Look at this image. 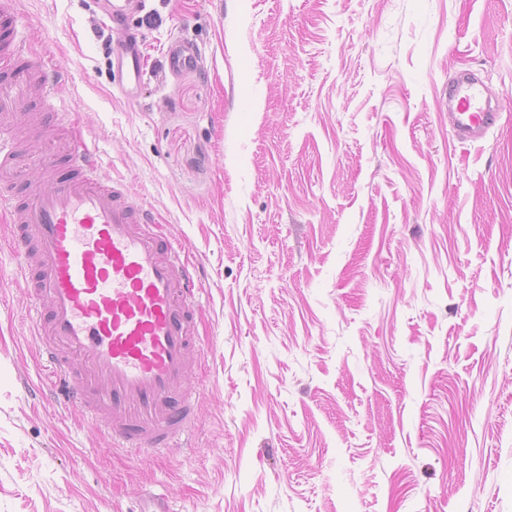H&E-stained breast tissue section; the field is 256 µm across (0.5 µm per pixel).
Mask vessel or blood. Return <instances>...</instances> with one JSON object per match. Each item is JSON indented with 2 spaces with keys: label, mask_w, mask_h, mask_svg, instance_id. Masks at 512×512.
I'll list each match as a JSON object with an SVG mask.
<instances>
[{
  "label": "vessel or blood",
  "mask_w": 512,
  "mask_h": 512,
  "mask_svg": "<svg viewBox=\"0 0 512 512\" xmlns=\"http://www.w3.org/2000/svg\"><path fill=\"white\" fill-rule=\"evenodd\" d=\"M122 27L145 0H104ZM16 0H0V210L15 229L12 248L41 306L33 321L57 400L81 407L116 448L177 447L191 423L189 361L196 348L193 282L176 252L151 229L128 189L97 177L95 146L59 139L60 71L24 53ZM123 85L145 76L136 34L113 44ZM40 108L37 177L9 182L18 112ZM498 111L482 82L460 70L448 90V127L475 142ZM81 371H74L72 362Z\"/></svg>",
  "instance_id": "obj_1"
}]
</instances>
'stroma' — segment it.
<instances>
[{"label": "stroma", "instance_id": "1", "mask_svg": "<svg viewBox=\"0 0 512 512\" xmlns=\"http://www.w3.org/2000/svg\"><path fill=\"white\" fill-rule=\"evenodd\" d=\"M17 11L193 263L199 349L186 447L110 449L49 393L0 216V512H512V0H147L127 95L98 0ZM461 69L500 104L474 143ZM498 111L482 82L462 69L448 90V127L459 139L475 142L495 124Z\"/></svg>", "mask_w": 512, "mask_h": 512}]
</instances>
